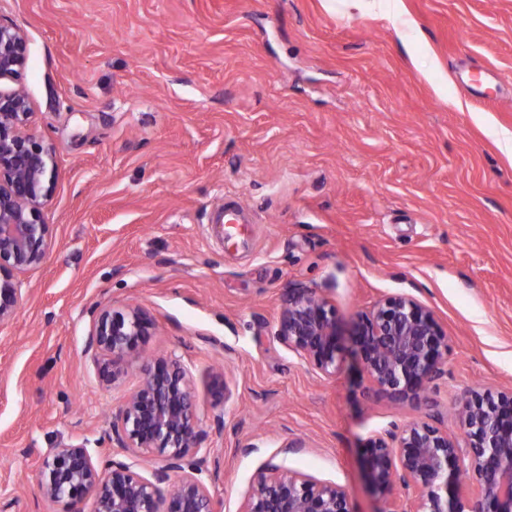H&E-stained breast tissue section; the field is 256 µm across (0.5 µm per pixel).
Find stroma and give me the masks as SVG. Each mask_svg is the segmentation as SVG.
I'll return each instance as SVG.
<instances>
[{
  "label": "stroma",
  "mask_w": 512,
  "mask_h": 512,
  "mask_svg": "<svg viewBox=\"0 0 512 512\" xmlns=\"http://www.w3.org/2000/svg\"><path fill=\"white\" fill-rule=\"evenodd\" d=\"M0 21L28 39L0 90H25L57 172L51 247L0 329L11 512H64L36 480L64 444L151 471L109 438L143 372L100 382L99 306L147 309L148 353L189 368L200 477L224 512L269 462L377 512L369 437L426 417L456 431L467 390L512 387V156L494 137L512 132V0H0ZM228 199L250 218L237 247L211 230ZM294 284L345 329L390 293L430 307L448 351L427 401L375 393L352 344L330 378L289 351Z\"/></svg>",
  "instance_id": "1"
}]
</instances>
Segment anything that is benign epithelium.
Segmentation results:
<instances>
[{"instance_id": "benign-epithelium-1", "label": "benign epithelium", "mask_w": 512, "mask_h": 512, "mask_svg": "<svg viewBox=\"0 0 512 512\" xmlns=\"http://www.w3.org/2000/svg\"><path fill=\"white\" fill-rule=\"evenodd\" d=\"M28 55L26 35L0 22V79L13 77ZM31 106L21 88L0 91V328L22 299L19 275L40 266L51 244L41 212L54 187V149L25 133ZM155 328L139 306L94 312L88 351L102 383L113 384L142 357ZM277 336L324 377L336 374L342 330L336 311L318 289L296 284L283 297ZM350 336L362 371L377 391L395 401L420 398L425 384L444 373L447 336L435 313L405 293L385 296L358 314ZM139 388L112 416V440L160 465L144 477L130 464L101 463L83 444L57 448L36 474L43 495L82 512H223L198 477L192 458L203 438L195 422L192 377L176 358L143 364ZM458 437L437 422L412 421L398 434L379 433L364 447L363 468L379 512H512V389L472 388L457 411ZM414 489V510L400 509L397 489ZM240 512H353L335 483L268 463L257 474Z\"/></svg>"}]
</instances>
